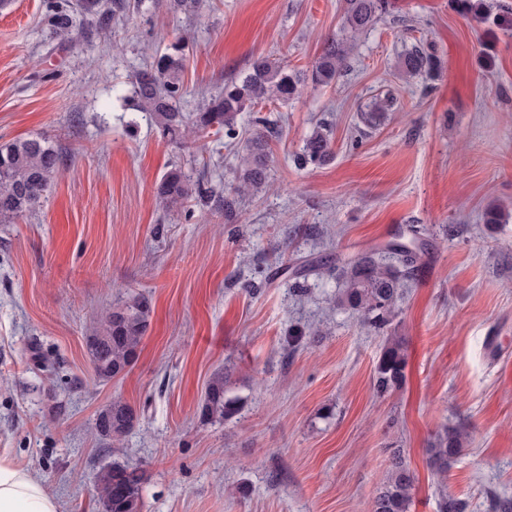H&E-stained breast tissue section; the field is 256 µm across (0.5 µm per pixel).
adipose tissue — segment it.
<instances>
[{
    "label": "adipose tissue",
    "instance_id": "adipose-tissue-1",
    "mask_svg": "<svg viewBox=\"0 0 512 512\" xmlns=\"http://www.w3.org/2000/svg\"><path fill=\"white\" fill-rule=\"evenodd\" d=\"M0 512H59V503L31 471L0 457Z\"/></svg>",
    "mask_w": 512,
    "mask_h": 512
}]
</instances>
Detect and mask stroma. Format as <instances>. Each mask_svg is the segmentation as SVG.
Returning <instances> with one entry per match:
<instances>
[{
	"instance_id": "35a3bbf8",
	"label": "stroma",
	"mask_w": 512,
	"mask_h": 512,
	"mask_svg": "<svg viewBox=\"0 0 512 512\" xmlns=\"http://www.w3.org/2000/svg\"><path fill=\"white\" fill-rule=\"evenodd\" d=\"M494 2L480 20L448 0H391L335 83L281 107L268 184L231 222L213 200L190 202V220L163 211L169 169L221 194L238 159L212 136L163 139L128 103L132 74L186 41L181 108L195 111L254 57L311 68L344 0L159 6L63 46L43 29V0L0 10V144L41 136L64 155L41 206L0 224V454L60 512H102L95 476L115 461L142 473L143 512H369L393 448L416 477L411 512H437L444 491L472 512H490L488 490L512 501V0ZM419 39L445 62L436 80L397 69ZM388 91L394 112L351 148L359 112ZM321 119L333 158L297 167ZM490 204L506 223H484ZM411 225L432 233L381 336L336 304L342 283L325 269ZM138 292L152 304L138 359L96 381L85 338ZM389 335L408 364L381 395ZM219 374L244 401L228 421L200 413ZM117 397L139 421L98 438ZM451 427L468 439L443 479L426 448Z\"/></svg>"
}]
</instances>
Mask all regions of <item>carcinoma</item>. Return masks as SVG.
Wrapping results in <instances>:
<instances>
[{
  "mask_svg": "<svg viewBox=\"0 0 512 512\" xmlns=\"http://www.w3.org/2000/svg\"><path fill=\"white\" fill-rule=\"evenodd\" d=\"M166 2L174 14L196 15L203 8L202 0ZM77 7L91 16V22L101 31L109 29L112 20L126 11L125 0H78L76 7L71 0H44L42 22L50 41L69 44L87 38L89 30L73 25ZM390 7V0H346L340 35L327 40L309 72H293L259 56L249 64L243 77L224 80V87L216 95L189 113L180 110V102L187 94V59L182 48L176 46L172 52L155 55L149 67L132 76L134 107L147 113L161 137L169 141L222 134L230 142L240 135L239 116L252 113L254 131L242 146L236 186L224 195V215L230 218L244 196L267 183L266 149L268 141L279 136L280 130L277 121L260 115L262 109L269 104H288L302 84L326 87L334 83L347 67L358 37L368 32ZM399 68L410 77H431L442 68V61L431 45L419 41L400 55ZM392 104L393 98L388 95L375 98L371 109L361 113L363 125L369 129L382 125ZM332 156L330 132L320 127L306 139L295 162L302 167L321 166ZM63 164L60 150L45 138H19L0 144V224H13L40 207ZM156 193L167 210L187 203L194 195L201 201L212 197L210 190L193 188L177 167L162 176ZM396 260L398 265H390L366 252L336 267V276L343 283L339 301L363 312L367 326L379 333L390 326L404 280L415 267L416 253L405 247L398 251ZM151 311L150 300L137 293L103 313L101 328L86 338V351L97 380L110 381L136 361ZM406 366L399 342L388 341L375 366L377 392L385 393L396 387L404 378ZM239 408V398L226 396L221 377L209 384L201 415L227 420ZM137 421L134 409L117 398L97 416L95 431L102 439L119 440ZM462 444L463 433L457 429L446 430L434 438L427 449L428 465L434 474L448 475ZM414 482L404 450L390 449L388 475L372 500L371 512H410ZM96 483L103 512H142L143 479L137 469L114 462L97 473ZM437 508L438 512H467L468 503L444 493Z\"/></svg>",
  "mask_w": 512,
  "mask_h": 512,
  "instance_id": "carcinoma-1",
  "label": "carcinoma"
}]
</instances>
